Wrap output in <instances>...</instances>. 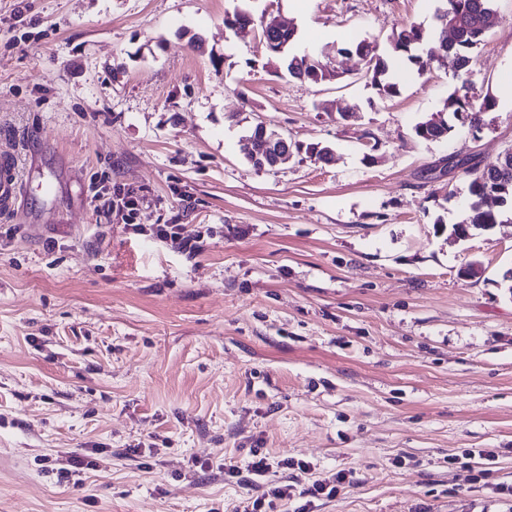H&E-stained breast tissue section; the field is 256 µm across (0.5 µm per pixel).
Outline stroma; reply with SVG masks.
I'll list each match as a JSON object with an SVG mask.
<instances>
[{"instance_id":"obj_1","label":"stroma","mask_w":512,"mask_h":512,"mask_svg":"<svg viewBox=\"0 0 512 512\" xmlns=\"http://www.w3.org/2000/svg\"><path fill=\"white\" fill-rule=\"evenodd\" d=\"M438 5L0 0V149L27 180L23 214L0 213V512H236L249 489L224 468L255 448L310 465L269 473L297 490L273 512H512V218L449 236L471 170L512 148V0L474 53L470 92L494 101L476 140L414 132L453 62L400 67L388 97L348 50L389 53ZM267 14L337 79L290 77ZM258 124L288 164L249 161ZM75 452L93 468L58 483ZM340 470L336 497H301Z\"/></svg>"}]
</instances>
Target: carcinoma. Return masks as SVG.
I'll return each mask as SVG.
<instances>
[{
	"instance_id": "cac0c4a2",
	"label": "carcinoma",
	"mask_w": 512,
	"mask_h": 512,
	"mask_svg": "<svg viewBox=\"0 0 512 512\" xmlns=\"http://www.w3.org/2000/svg\"><path fill=\"white\" fill-rule=\"evenodd\" d=\"M442 5L448 18L454 23L458 38L456 51L461 58L458 73L461 85L448 95L442 109L443 128L455 126V120L451 119V116L457 112L466 113L470 116L471 122L478 124L482 122L483 113L491 108V101L487 98L476 99L469 95L468 77L472 70L474 51L490 29L488 19L495 14L494 0H442ZM294 36L292 28L269 30V37L277 42V46L283 47L278 56L282 58L289 76L308 83H320L338 77L330 62L318 56L289 52ZM439 40L435 29L411 23L392 32L390 46L395 55L406 58L417 70L424 71L438 63ZM352 48L365 51L368 69L372 72V83L378 91L389 97L397 95L399 86L391 75L388 58L378 54L373 43L366 40L353 44ZM488 190L501 191V197L505 202L512 200V151L505 153L497 164L473 173L469 185L472 202L469 206L468 223H499L500 211L482 208L483 195Z\"/></svg>"
}]
</instances>
